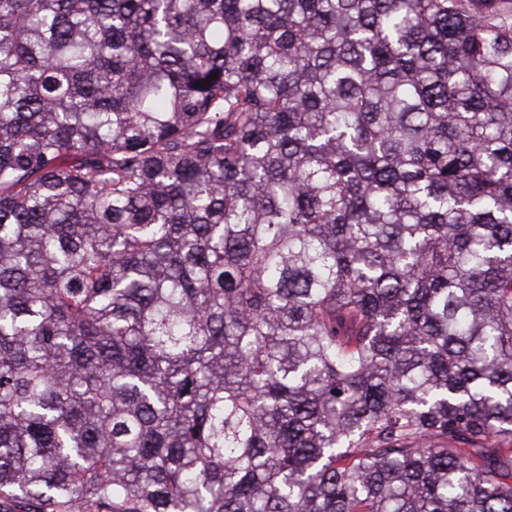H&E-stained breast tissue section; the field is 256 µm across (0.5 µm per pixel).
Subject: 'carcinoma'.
<instances>
[{"label": "carcinoma", "instance_id": "cac0c4a2", "mask_svg": "<svg viewBox=\"0 0 512 512\" xmlns=\"http://www.w3.org/2000/svg\"><path fill=\"white\" fill-rule=\"evenodd\" d=\"M17 499L512 512V0H0Z\"/></svg>", "mask_w": 512, "mask_h": 512}]
</instances>
